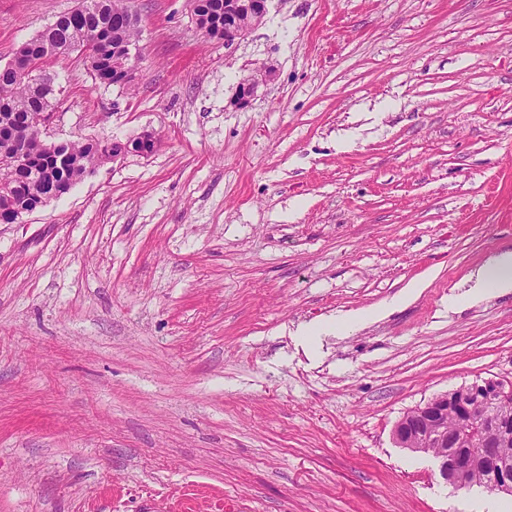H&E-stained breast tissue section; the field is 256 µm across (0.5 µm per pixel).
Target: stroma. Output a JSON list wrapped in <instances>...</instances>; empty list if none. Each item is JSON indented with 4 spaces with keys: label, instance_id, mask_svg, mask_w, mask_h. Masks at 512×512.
Segmentation results:
<instances>
[{
    "label": "stroma",
    "instance_id": "stroma-1",
    "mask_svg": "<svg viewBox=\"0 0 512 512\" xmlns=\"http://www.w3.org/2000/svg\"><path fill=\"white\" fill-rule=\"evenodd\" d=\"M77 5L0 0V64ZM128 5L135 81L50 61L49 133L158 148L0 224V512H479L393 430L512 381V292L470 296L512 249V0H271L230 49ZM274 76L272 69L263 68L250 77L243 78L237 86L232 104L237 108H246L254 98L260 85L267 83Z\"/></svg>",
    "mask_w": 512,
    "mask_h": 512
}]
</instances>
